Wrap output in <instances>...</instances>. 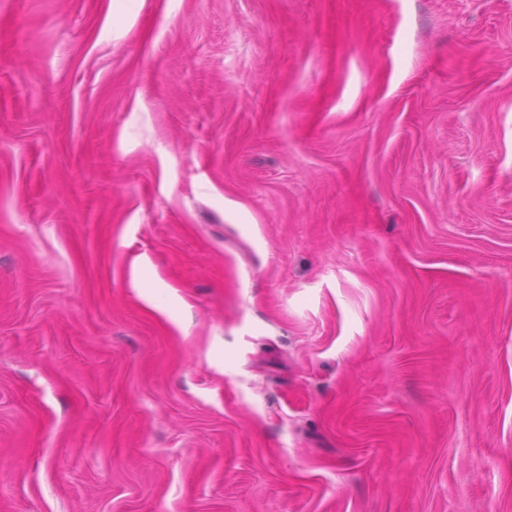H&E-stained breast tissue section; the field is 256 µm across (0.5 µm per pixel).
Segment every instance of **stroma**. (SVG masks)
Masks as SVG:
<instances>
[{
	"label": "stroma",
	"mask_w": 512,
	"mask_h": 512,
	"mask_svg": "<svg viewBox=\"0 0 512 512\" xmlns=\"http://www.w3.org/2000/svg\"><path fill=\"white\" fill-rule=\"evenodd\" d=\"M0 512H512V0H0Z\"/></svg>",
	"instance_id": "1"
}]
</instances>
